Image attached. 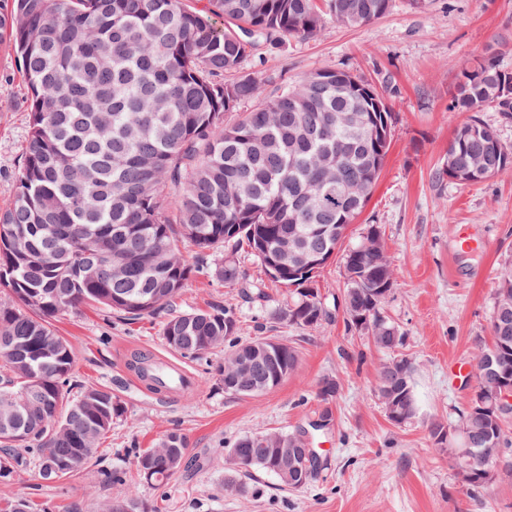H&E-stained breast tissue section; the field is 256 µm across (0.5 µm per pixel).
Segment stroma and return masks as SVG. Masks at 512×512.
Instances as JSON below:
<instances>
[{"mask_svg":"<svg viewBox=\"0 0 512 512\" xmlns=\"http://www.w3.org/2000/svg\"><path fill=\"white\" fill-rule=\"evenodd\" d=\"M490 54L512 70V0H431L425 11L393 0L370 24L346 28L330 20L313 37L289 40L280 51L260 49L243 64L261 78L266 95L277 83L329 66L362 76L393 106L384 167L341 246L357 243L369 225L384 231L396 274L384 312L403 331L400 352L414 367L419 414L412 422L391 423L378 399L377 369L389 352L345 329L340 257L316 277L328 318L301 331L273 319L289 290L270 282L256 258L239 249L200 254L186 243L182 250L195 271L181 310L230 308L241 339L275 336L293 346L295 372L261 395L235 397L220 384L224 352L218 349L206 362L186 361L189 390L160 397L135 383L130 364L150 353L178 360L162 340L166 312L132 322L84 306L54 322L74 355L73 389L111 387L124 413L78 478L50 483L29 468L0 480V500L23 495L54 512L74 505L97 512L116 493L105 472L133 470L131 448L153 447L176 429L186 439L187 464L162 487L136 484L144 512H512V478L496 475L471 496L429 438L433 421H456L472 399L473 382L454 376L448 365L470 362L475 345L490 342L498 273L512 262V173L471 185L435 179L454 129L467 118L449 109L459 66ZM30 99L16 54L0 45V203L11 197L23 159ZM463 236L482 241V248L461 249ZM227 258L240 266L238 284L213 274ZM325 378L338 388L328 403L317 395ZM272 429L304 432L319 450L313 481L291 490L257 473L244 478L242 492L225 491L227 448L240 436Z\"/></svg>","mask_w":512,"mask_h":512,"instance_id":"stroma-1","label":"stroma"}]
</instances>
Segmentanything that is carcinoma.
Instances as JSON below:
<instances>
[{
  "label": "carcinoma",
  "mask_w": 512,
  "mask_h": 512,
  "mask_svg": "<svg viewBox=\"0 0 512 512\" xmlns=\"http://www.w3.org/2000/svg\"><path fill=\"white\" fill-rule=\"evenodd\" d=\"M392 0H10L0 11V40L16 53L31 90L30 131L12 197L0 204V478L28 466L53 481L80 474L95 446L123 412L109 387L71 396L73 353L53 320L97 303L131 319L176 305L191 265L180 240L200 252L247 247L265 273L292 289L274 319L311 331L328 317L313 287L338 238L361 214L381 174L394 113L362 77L342 68L316 70L261 96L242 64L263 42L279 48L315 35L330 18L359 27L384 16ZM224 19V27L215 19ZM512 71L495 58L461 64L452 112H469L448 142L440 181L479 183L512 172V144L479 113L495 107L512 117V95L500 92ZM249 112L230 122L243 102ZM338 112H358L361 125L338 127ZM174 198V206L167 205ZM345 326L393 351L403 333L384 314L394 271L381 228L369 226L344 251ZM232 285L233 260L214 270ZM491 341L478 348L470 375L475 391L452 428L430 425L436 451L455 462L471 493L501 465L504 422L491 400L498 376L512 383V264L499 271ZM165 343L201 360L224 347V392L254 397L294 372L296 350L283 340L243 341L225 307L178 313L163 324ZM378 396L388 419L416 417L413 370L404 357L384 363ZM303 448V434L272 430L243 435L228 450L234 472L277 475V449ZM188 448L178 431L154 448H132L140 480L159 485L183 466ZM315 461L280 482L301 489ZM106 478L117 494L100 512H140L124 469ZM0 512H46L32 499L0 504Z\"/></svg>",
  "instance_id": "carcinoma-1"
}]
</instances>
